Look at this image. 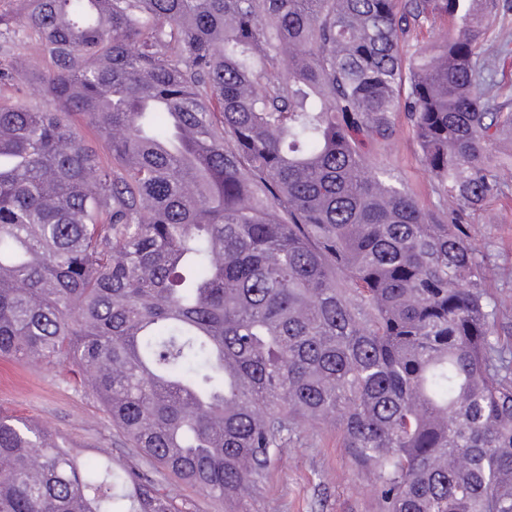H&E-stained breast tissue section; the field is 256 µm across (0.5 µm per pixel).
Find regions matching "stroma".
Listing matches in <instances>:
<instances>
[{"mask_svg":"<svg viewBox=\"0 0 512 512\" xmlns=\"http://www.w3.org/2000/svg\"><path fill=\"white\" fill-rule=\"evenodd\" d=\"M1 11L13 14L14 28L0 36V47L39 57L37 38L27 30L16 0H0ZM398 123L397 137L379 150L377 158L421 206L434 208L438 197L419 160L408 121L402 117ZM464 221L476 245L490 250L487 299L503 303L499 333L512 343V196L468 212ZM0 412L55 432L80 458H95L98 449L108 448L116 462L127 465L135 460L89 386L75 384L59 367L0 360ZM240 508L242 512H383L363 468L329 422L305 424L293 435L258 486L245 494Z\"/></svg>","mask_w":512,"mask_h":512,"instance_id":"1","label":"stroma"}]
</instances>
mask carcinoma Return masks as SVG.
Listing matches in <instances>:
<instances>
[{"label": "carcinoma", "mask_w": 512, "mask_h": 512, "mask_svg": "<svg viewBox=\"0 0 512 512\" xmlns=\"http://www.w3.org/2000/svg\"><path fill=\"white\" fill-rule=\"evenodd\" d=\"M19 2L52 109L0 100V358L89 380L138 461L0 413V512H183L160 471L238 505L311 421L383 512H512V347L459 223L507 196L512 0ZM398 112L433 210L376 172Z\"/></svg>", "instance_id": "obj_1"}]
</instances>
